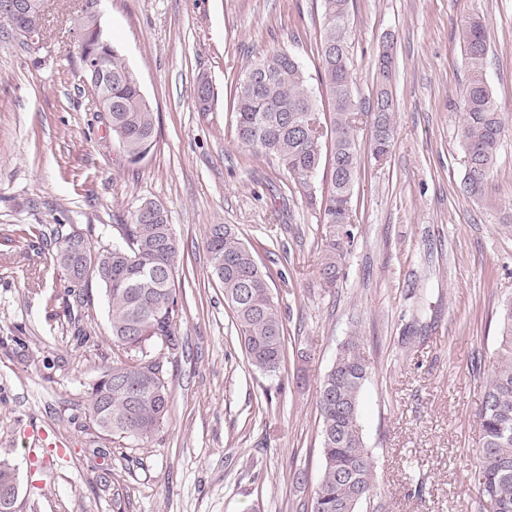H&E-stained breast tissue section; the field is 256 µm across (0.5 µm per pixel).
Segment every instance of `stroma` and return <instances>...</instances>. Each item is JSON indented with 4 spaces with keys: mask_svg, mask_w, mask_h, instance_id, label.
Returning <instances> with one entry per match:
<instances>
[{
    "mask_svg": "<svg viewBox=\"0 0 512 512\" xmlns=\"http://www.w3.org/2000/svg\"><path fill=\"white\" fill-rule=\"evenodd\" d=\"M40 44L0 36V460L16 469L20 512H308L321 474L319 379L358 331L371 368L361 420L376 482L363 512H477L476 412L495 362L498 311L512 298V129L484 201L462 189L467 79L459 43L488 28L486 81L512 126V0H354L350 72L372 98L384 39L395 59L394 146L354 187L358 238L337 288L320 287L318 209L276 159L235 136V81L285 50L303 65L318 112L320 0H104L103 27L137 73L156 144L130 163L82 79L77 0H45ZM207 78L211 111H198ZM146 200L180 243L181 345L169 412L143 446L100 435L88 386L110 365L104 292L85 289L89 343L69 316L51 250L77 229L117 240ZM231 224L270 273L286 326L278 376L253 372L206 248ZM39 425L63 443L35 467L23 438ZM302 480H295V472Z\"/></svg>",
    "mask_w": 512,
    "mask_h": 512,
    "instance_id": "1",
    "label": "stroma"
}]
</instances>
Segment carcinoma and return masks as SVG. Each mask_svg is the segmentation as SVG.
Returning a JSON list of instances; mask_svg holds the SVG:
<instances>
[{"instance_id":"1","label":"carcinoma","mask_w":512,"mask_h":512,"mask_svg":"<svg viewBox=\"0 0 512 512\" xmlns=\"http://www.w3.org/2000/svg\"><path fill=\"white\" fill-rule=\"evenodd\" d=\"M350 0H321L318 46L319 81L331 106L330 123L313 130L308 115L317 112L301 63L287 51H275L252 63L238 78L234 94L238 141L246 148L275 157L310 205H319L323 235L317 275L324 288H334L355 244L358 225L353 190L360 167L356 123L358 101L350 75ZM24 20L0 11V34L19 36ZM469 80L463 96L459 135L470 165L463 185L481 200L508 127L498 111L483 72L488 56L485 24L467 21L460 31ZM377 69L370 157L389 154L394 135L395 101L390 87L394 58L383 53ZM107 68L112 74V133L132 163L152 150L155 116L135 72L119 50ZM208 81L196 86L199 111L212 107ZM329 166V188L319 198L309 192L310 179ZM121 240L98 246L82 257L72 247L70 232L56 242L54 264L67 276L95 279L104 291L109 331L120 351L99 371L90 386L88 414L109 436L150 442L168 416V360L152 354L155 344L172 353L179 348L175 270L181 260L166 210L145 201L131 223L117 225ZM212 269L224 288L251 369L275 376L283 359L285 326L273 303L268 275L230 224H214L207 235ZM497 360L484 386L477 411L478 512L485 504L494 512H512V301L503 306ZM370 367L361 352V336L352 332L336 352L317 388L322 471L310 512H361L374 489V461L359 417L360 399Z\"/></svg>"}]
</instances>
